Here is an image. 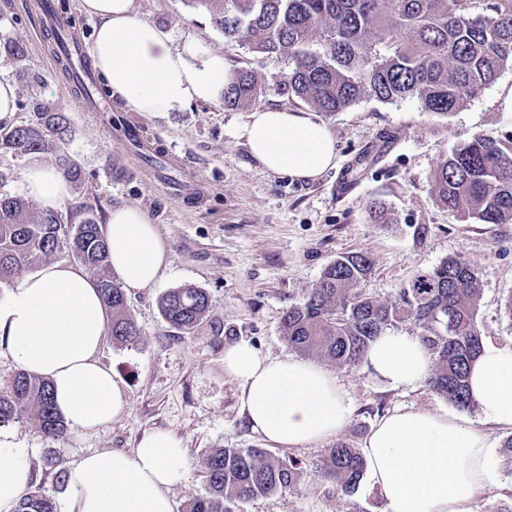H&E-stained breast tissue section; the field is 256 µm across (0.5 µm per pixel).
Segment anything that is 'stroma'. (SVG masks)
<instances>
[{
	"label": "stroma",
	"instance_id": "1",
	"mask_svg": "<svg viewBox=\"0 0 512 512\" xmlns=\"http://www.w3.org/2000/svg\"><path fill=\"white\" fill-rule=\"evenodd\" d=\"M41 0H0V40L26 49L23 58L0 55V78L17 86L15 125L34 123V104L62 114L66 130L47 148L16 156L0 151L8 179L0 190L24 197L22 174L33 162L58 167L60 157L75 160L79 182L60 210L62 220L81 211L105 221L109 211L127 205L144 210L172 248V262L150 288L127 295L128 312L140 333L135 345L106 341L102 362L122 383L125 416L97 433L73 431L46 436L35 412L11 420L17 443L30 451L37 486L58 506L68 491L57 487L42 461L53 453L68 469L93 451L133 452L148 432H170L185 450L186 476L170 488L174 512H189L205 496V459L218 448H261L240 409V387L224 373V349L247 341L271 357L289 355L280 323L338 257L369 252L372 275L363 292L382 302L398 301L416 276L450 257L462 258L482 273L477 320L483 336L512 345V319L505 302L512 296V224H464L439 205L430 192L433 170L472 134L512 137V112L499 111L501 85H512V67L450 117L424 112L417 99L383 103L362 98L334 115L317 113L336 141L338 165L314 180H294L266 171L239 131L252 112L263 108L309 111L302 101L280 94L276 82L289 69L272 56L260 72L266 94L250 105L195 102L154 119L143 118L118 101L110 111L91 112L52 52L50 29L40 23ZM140 15L170 32L172 48L193 38L201 54L225 60L228 68L248 60L246 49L228 45L210 15L185 0H136ZM394 144L354 172L355 187L337 195L336 182L349 163L378 144L384 132ZM380 201L389 221L375 223L370 205ZM193 287L209 297L206 320L182 332L163 319L162 294ZM315 364L332 371L352 405L341 440L358 448L378 417L399 407L449 409L428 384L394 390L364 366L340 367L322 357ZM501 485L479 494L473 512H505L512 505V458L502 453L512 432L487 427ZM331 441L301 448H271L273 457L297 462V487L239 504L236 512H384L385 500L369 478L354 493L339 492L319 467Z\"/></svg>",
	"mask_w": 512,
	"mask_h": 512
}]
</instances>
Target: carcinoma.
I'll return each mask as SVG.
<instances>
[{
  "mask_svg": "<svg viewBox=\"0 0 512 512\" xmlns=\"http://www.w3.org/2000/svg\"><path fill=\"white\" fill-rule=\"evenodd\" d=\"M210 14L226 42L256 57L275 54L290 62L279 89L333 114L363 97L392 103L417 99L424 111L448 117L512 67V0H493L488 13L472 17L468 0H187ZM320 34V47L312 38ZM266 92L247 61L234 69L224 105L246 106ZM64 117L0 128V150L38 151L64 132ZM434 199L463 222L512 224V138L474 134L454 147L431 176ZM96 278L112 311V340L134 344L139 331L126 313L127 300L109 263L101 225L85 217L65 224L53 213H33L18 197L0 194V285H10L38 268L62 241ZM366 251L328 266L302 299L284 312L281 332L293 351L319 355L353 367L369 345L390 328L408 323L435 364L430 389L460 410H468V367L484 336L477 321L482 274L450 257L418 275L400 300L384 303L359 285L372 275ZM162 317L181 331L196 329L209 312L207 295L176 288L159 300ZM35 410L44 434L60 436L67 425L56 412L47 380L24 371L0 388V423ZM208 494L190 512H235L250 499L292 488L297 464L272 460L261 448H221L204 461ZM320 471L349 494L365 471L357 448L343 441L327 450ZM15 512H57L52 495L28 490Z\"/></svg>",
  "mask_w": 512,
  "mask_h": 512,
  "instance_id": "cac0c4a2",
  "label": "carcinoma"
}]
</instances>
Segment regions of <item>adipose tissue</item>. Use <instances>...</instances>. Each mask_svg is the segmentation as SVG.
<instances>
[{"instance_id":"obj_1","label":"adipose tissue","mask_w":512,"mask_h":512,"mask_svg":"<svg viewBox=\"0 0 512 512\" xmlns=\"http://www.w3.org/2000/svg\"><path fill=\"white\" fill-rule=\"evenodd\" d=\"M96 18L90 57L108 95L145 118L193 102H214L230 75L223 59L193 42L171 49L170 35L141 18L134 0H81ZM241 135L268 171L316 179L336 166V142L311 114L266 108L252 112ZM26 194L60 209L70 185L55 168L35 162L23 173ZM110 263L127 290L153 287L172 251L146 212L113 208L105 226ZM110 314L86 267L50 264L22 278L0 299V357L47 379L55 407L75 432L97 430L124 416L120 381L100 359ZM363 362L399 389L428 374L431 357L418 337L385 332ZM224 372L241 388L251 430L279 447L299 448L336 437L351 408L335 377L296 357L272 358L239 341L224 350ZM478 423L444 411L399 408L381 417L363 442L370 479L385 512H471L476 494L497 485L486 427L512 429V346L484 343L469 378ZM186 457L169 433L144 436L134 452L96 451L69 472L66 512H173L169 490L185 475ZM32 478L28 451L0 424V512H12Z\"/></svg>"}]
</instances>
